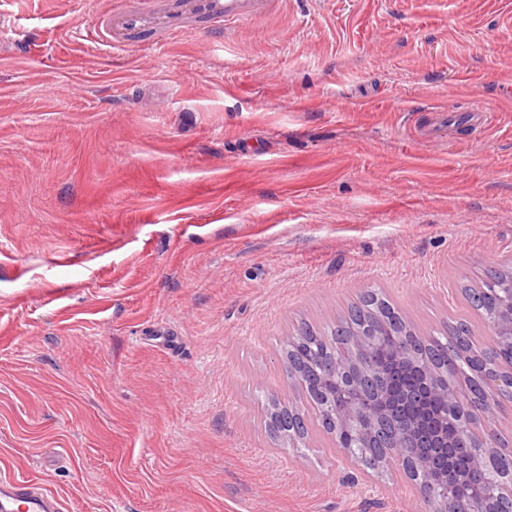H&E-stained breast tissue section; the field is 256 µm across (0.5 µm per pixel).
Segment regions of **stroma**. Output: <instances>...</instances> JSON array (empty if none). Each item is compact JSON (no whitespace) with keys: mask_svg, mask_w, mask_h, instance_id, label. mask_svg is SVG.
<instances>
[{"mask_svg":"<svg viewBox=\"0 0 512 512\" xmlns=\"http://www.w3.org/2000/svg\"><path fill=\"white\" fill-rule=\"evenodd\" d=\"M0 0V470L62 512H413L277 448L279 345L382 288L423 332L512 263V0H282L113 48ZM498 107L423 136L434 110Z\"/></svg>","mask_w":512,"mask_h":512,"instance_id":"obj_1","label":"stroma"}]
</instances>
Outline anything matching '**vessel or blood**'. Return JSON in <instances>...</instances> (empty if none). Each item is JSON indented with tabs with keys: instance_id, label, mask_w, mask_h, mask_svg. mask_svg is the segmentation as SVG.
Listing matches in <instances>:
<instances>
[{
	"instance_id": "1",
	"label": "vessel or blood",
	"mask_w": 512,
	"mask_h": 512,
	"mask_svg": "<svg viewBox=\"0 0 512 512\" xmlns=\"http://www.w3.org/2000/svg\"><path fill=\"white\" fill-rule=\"evenodd\" d=\"M278 0H141L103 13L96 33L111 45L126 47L146 37L159 44L204 23L208 32L269 13ZM0 512H62L57 495L42 484L0 475Z\"/></svg>"
}]
</instances>
